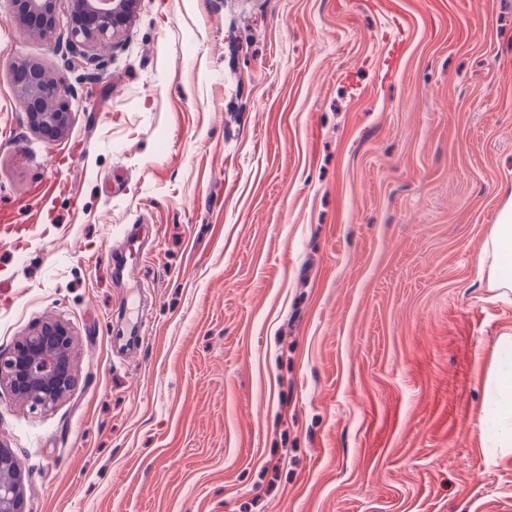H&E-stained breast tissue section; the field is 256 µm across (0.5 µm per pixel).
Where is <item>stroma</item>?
<instances>
[{"instance_id": "1", "label": "stroma", "mask_w": 512, "mask_h": 512, "mask_svg": "<svg viewBox=\"0 0 512 512\" xmlns=\"http://www.w3.org/2000/svg\"><path fill=\"white\" fill-rule=\"evenodd\" d=\"M70 18L31 35L0 0V202L39 216L0 223V351L76 339L54 408L0 395L29 512H512L479 437L512 0H140L95 66ZM21 61L66 80L64 136L30 129ZM145 261L146 255L139 237L134 234L126 236L120 272L125 271L126 275L131 277L138 268L142 267Z\"/></svg>"}]
</instances>
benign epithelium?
Returning <instances> with one entry per match:
<instances>
[{"mask_svg": "<svg viewBox=\"0 0 512 512\" xmlns=\"http://www.w3.org/2000/svg\"><path fill=\"white\" fill-rule=\"evenodd\" d=\"M15 19L27 32L46 33L35 20L50 15L54 0H9ZM138 0H71L74 17H87L90 27L75 22L68 32L85 63L97 62L95 48L117 37L135 15ZM46 68L38 63L15 66L13 80L30 127L47 140L66 134L72 101L60 81L45 90ZM74 340L62 322L49 321L28 332L7 354L0 353V387L22 398L35 410H49L73 387ZM0 512H26L24 469L18 457L0 444Z\"/></svg>", "mask_w": 512, "mask_h": 512, "instance_id": "obj_1", "label": "benign epithelium"}]
</instances>
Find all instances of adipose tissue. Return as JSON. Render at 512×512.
I'll return each mask as SVG.
<instances>
[{"instance_id":"ef3b65f1","label":"adipose tissue","mask_w":512,"mask_h":512,"mask_svg":"<svg viewBox=\"0 0 512 512\" xmlns=\"http://www.w3.org/2000/svg\"><path fill=\"white\" fill-rule=\"evenodd\" d=\"M493 289L512 291V208H506L496 224L484 255ZM495 394L486 425L495 432L501 448L512 452V336L499 337L494 368L489 374Z\"/></svg>"}]
</instances>
